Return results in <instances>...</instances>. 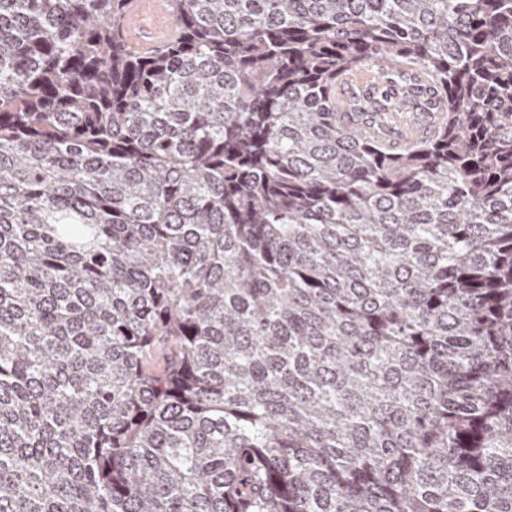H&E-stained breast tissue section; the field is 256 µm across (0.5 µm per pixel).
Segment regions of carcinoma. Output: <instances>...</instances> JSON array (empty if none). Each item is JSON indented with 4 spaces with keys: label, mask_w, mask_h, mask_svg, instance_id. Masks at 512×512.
<instances>
[{
    "label": "carcinoma",
    "mask_w": 512,
    "mask_h": 512,
    "mask_svg": "<svg viewBox=\"0 0 512 512\" xmlns=\"http://www.w3.org/2000/svg\"><path fill=\"white\" fill-rule=\"evenodd\" d=\"M127 2L0 0V512H512V0ZM151 19V25L146 20ZM121 29L129 43L142 50L152 49L170 39L175 24L169 14V0H129ZM379 74L367 70H358L343 76L336 83L334 105L337 112H347L351 99L355 94V89L378 83L380 81Z\"/></svg>",
    "instance_id": "1"
}]
</instances>
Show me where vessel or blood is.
I'll return each mask as SVG.
<instances>
[{
  "instance_id": "b4317fda",
  "label": "vessel or blood",
  "mask_w": 512,
  "mask_h": 512,
  "mask_svg": "<svg viewBox=\"0 0 512 512\" xmlns=\"http://www.w3.org/2000/svg\"><path fill=\"white\" fill-rule=\"evenodd\" d=\"M121 28L133 46L146 50L172 39L175 25L169 14V0H129ZM377 73L358 70L336 84L334 104L347 111L356 89L378 83Z\"/></svg>"
}]
</instances>
